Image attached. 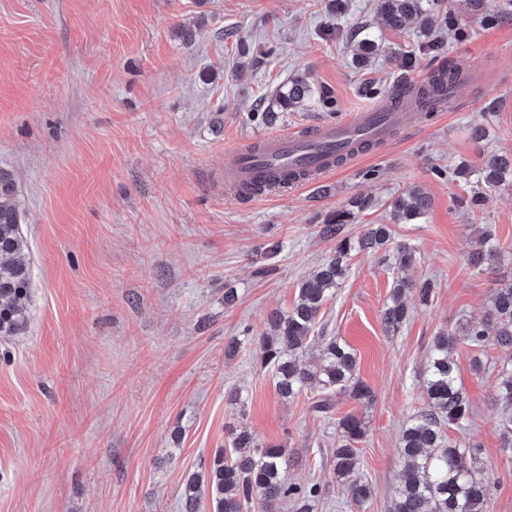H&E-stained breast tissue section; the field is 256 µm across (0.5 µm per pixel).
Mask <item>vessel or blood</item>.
<instances>
[{
	"label": "vessel or blood",
	"mask_w": 512,
	"mask_h": 512,
	"mask_svg": "<svg viewBox=\"0 0 512 512\" xmlns=\"http://www.w3.org/2000/svg\"><path fill=\"white\" fill-rule=\"evenodd\" d=\"M457 104L446 82L410 80L392 96L345 119L274 132L228 152L224 190L246 196L255 187H303L386 146L400 130L420 126L423 113L449 112Z\"/></svg>",
	"instance_id": "obj_1"
}]
</instances>
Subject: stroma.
I'll return each mask as SVG.
<instances>
[{"label":"stroma","instance_id":"1","mask_svg":"<svg viewBox=\"0 0 512 512\" xmlns=\"http://www.w3.org/2000/svg\"><path fill=\"white\" fill-rule=\"evenodd\" d=\"M501 2L485 0L478 16L449 0L457 27L427 34L415 22L385 29L377 0H0V167L15 178L32 269L27 326L0 337V512H179L189 474L228 447L233 424L287 446L289 483L321 488L314 512H389L399 436L426 398L428 345L512 284V254L468 262L483 230L512 246V187L487 190L469 213L447 178L460 163L512 153V21L494 20ZM183 26L196 28L194 43ZM362 26L382 33L383 50L358 66ZM441 65L467 76L457 111L424 115L421 129L303 190L225 193L226 151L342 118ZM297 74L312 99L264 121L270 93ZM473 125L485 127L483 145L470 140ZM414 186L429 193V212L391 224V201ZM357 197L367 206L344 234L391 224L415 251L410 276L437 289L426 306L407 295L408 321L386 334L396 270L351 257L315 333L354 348L375 400L339 392L323 414L312 390L280 398L253 340L333 255L322 229ZM273 241L281 252L265 258ZM228 288L238 294L230 307ZM233 336L243 344L228 359ZM454 359L474 415L449 434L478 445L487 512H512L501 429L512 408L497 398L512 349L463 341ZM233 390L244 407L228 403ZM347 414L366 424L371 497L361 507L333 471Z\"/></svg>","mask_w":512,"mask_h":512}]
</instances>
